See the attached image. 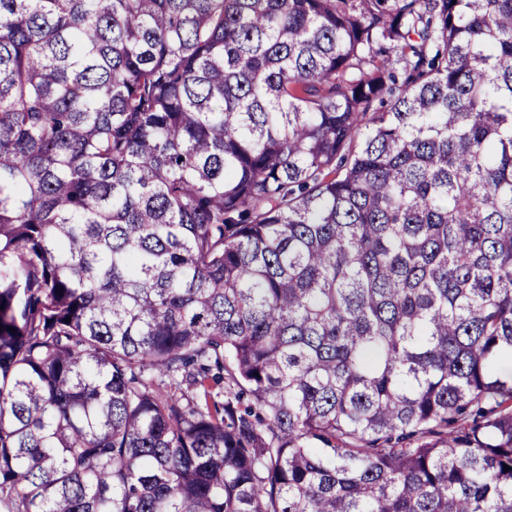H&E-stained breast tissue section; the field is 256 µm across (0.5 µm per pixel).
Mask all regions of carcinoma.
I'll return each mask as SVG.
<instances>
[{
    "mask_svg": "<svg viewBox=\"0 0 512 512\" xmlns=\"http://www.w3.org/2000/svg\"><path fill=\"white\" fill-rule=\"evenodd\" d=\"M508 359L512 0H0L16 512H512Z\"/></svg>",
    "mask_w": 512,
    "mask_h": 512,
    "instance_id": "1",
    "label": "carcinoma"
}]
</instances>
